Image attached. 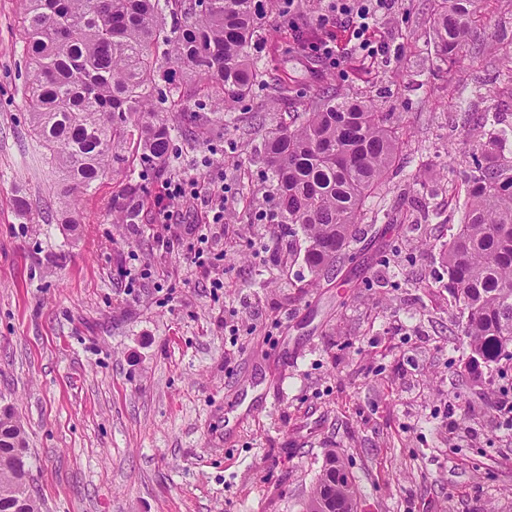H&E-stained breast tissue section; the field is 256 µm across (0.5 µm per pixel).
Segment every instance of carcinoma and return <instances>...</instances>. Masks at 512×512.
<instances>
[{
    "label": "carcinoma",
    "mask_w": 512,
    "mask_h": 512,
    "mask_svg": "<svg viewBox=\"0 0 512 512\" xmlns=\"http://www.w3.org/2000/svg\"><path fill=\"white\" fill-rule=\"evenodd\" d=\"M26 55L33 65L26 93L33 130L71 195L101 180L113 163L161 170L175 151L171 128L148 112L192 118L183 81L206 82L200 100L224 111L267 87L279 99L291 88L266 85V63L250 53L260 36L256 0H23ZM480 26L478 0H434L429 17L436 57L453 65ZM395 113L366 96L320 95L295 129L264 139L274 217L298 227L305 262L318 279L337 278L353 259L357 225L380 220L367 206L399 167L404 144ZM500 129L468 172L450 170L464 192L463 219L442 245L448 302L469 350L465 369L512 362V157ZM145 205L140 188L123 190L122 220ZM25 430L11 406L0 408V512H42L26 462ZM305 512H357L353 476L330 456Z\"/></svg>",
    "instance_id": "obj_1"
}]
</instances>
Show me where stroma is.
Segmentation results:
<instances>
[{"label": "stroma", "mask_w": 512, "mask_h": 512, "mask_svg": "<svg viewBox=\"0 0 512 512\" xmlns=\"http://www.w3.org/2000/svg\"><path fill=\"white\" fill-rule=\"evenodd\" d=\"M334 2L264 9L253 53L288 99L260 91L220 123L213 102L198 126L173 119L166 170L114 166L78 195L71 231L24 103L22 2L0 0V407L26 430L42 512H303L331 452L359 512H512V420L495 407L512 368L465 371L437 251L463 217L449 170L512 126V0H480V52L452 66L435 58L432 0H386L371 57ZM325 16L335 60L284 51L287 27ZM327 91L396 113L405 144L403 172L373 200L402 230L360 224L337 286L274 219L260 158L266 135ZM470 112L498 123L463 137ZM173 179L195 192L160 224ZM130 181L148 199L134 225L115 208Z\"/></svg>", "instance_id": "stroma-1"}]
</instances>
